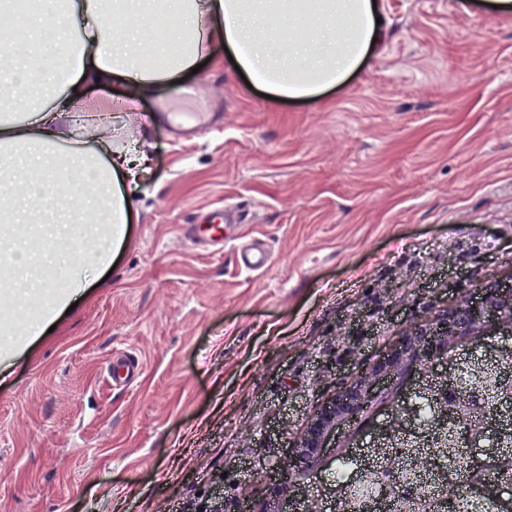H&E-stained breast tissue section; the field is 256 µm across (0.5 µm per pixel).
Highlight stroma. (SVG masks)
<instances>
[{
	"mask_svg": "<svg viewBox=\"0 0 512 512\" xmlns=\"http://www.w3.org/2000/svg\"><path fill=\"white\" fill-rule=\"evenodd\" d=\"M377 46L290 100L223 61L140 96L112 140L148 170L123 246L0 379V512L256 508L336 387L430 312L512 286V9L377 0ZM232 202L267 241L201 252L183 225ZM142 368L124 388L112 356ZM269 262V252L261 241H254L250 248L241 251L240 267L246 271L264 269Z\"/></svg>",
	"mask_w": 512,
	"mask_h": 512,
	"instance_id": "obj_1",
	"label": "stroma"
}]
</instances>
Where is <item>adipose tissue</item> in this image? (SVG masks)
Returning a JSON list of instances; mask_svg holds the SVG:
<instances>
[{
	"label": "adipose tissue",
	"mask_w": 512,
	"mask_h": 512,
	"mask_svg": "<svg viewBox=\"0 0 512 512\" xmlns=\"http://www.w3.org/2000/svg\"><path fill=\"white\" fill-rule=\"evenodd\" d=\"M32 9L58 28L78 24L81 38L48 53L28 42L0 67V102L44 89L41 103H26V122L0 119V330L12 337L45 335L86 288L88 269L106 267L125 238L124 187L142 157L86 135L66 146L55 130L58 111L89 84H121L133 105L147 89L176 85L218 38L255 83L309 97L355 69L381 35L373 0H33ZM160 13L168 43L114 25L120 15ZM299 16L305 29L289 24ZM76 256L58 280L59 263Z\"/></svg>",
	"instance_id": "1"
}]
</instances>
